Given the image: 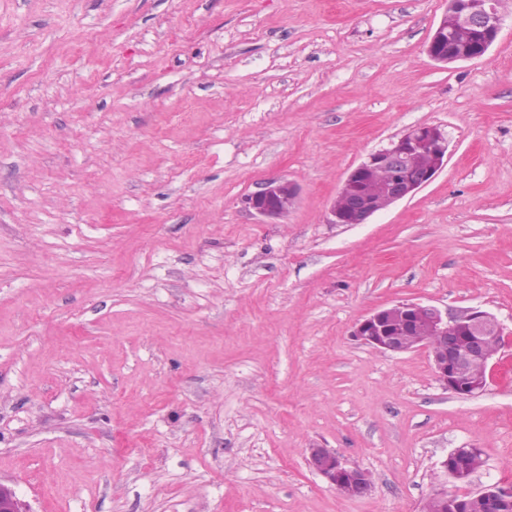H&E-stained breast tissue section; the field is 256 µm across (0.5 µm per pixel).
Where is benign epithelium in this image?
Returning <instances> with one entry per match:
<instances>
[{"label":"benign epithelium","instance_id":"7a95c632","mask_svg":"<svg viewBox=\"0 0 512 512\" xmlns=\"http://www.w3.org/2000/svg\"><path fill=\"white\" fill-rule=\"evenodd\" d=\"M502 15L496 0H448L426 46L427 55L440 63L479 58L496 41ZM448 159V134L438 126H416L387 145L369 153L341 183L335 198L343 207L331 205L333 224H363L375 213L413 196L430 183ZM297 199V186L285 178L266 181L262 188L245 199L246 207L256 215L280 218L288 214ZM421 326L438 344L428 352L436 382L446 392L475 397L487 387L486 377H465L461 368L486 356L487 342L500 339L503 328L498 318L487 311L470 309L450 315L435 305L397 302L379 308L354 327L352 336L369 348L391 354L413 350L407 343L410 332ZM461 448L452 449L441 460L440 468L455 482H466L470 475L458 464ZM308 463L336 492L347 485L355 487V496L367 495L373 486L368 472L348 465L329 448H312ZM431 499L441 503L444 512H461L457 495L438 491ZM0 512H29L14 491L0 483Z\"/></svg>","mask_w":512,"mask_h":512}]
</instances>
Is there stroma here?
<instances>
[{
    "instance_id": "obj_1",
    "label": "stroma",
    "mask_w": 512,
    "mask_h": 512,
    "mask_svg": "<svg viewBox=\"0 0 512 512\" xmlns=\"http://www.w3.org/2000/svg\"><path fill=\"white\" fill-rule=\"evenodd\" d=\"M446 6L0 0V483L29 512H422L512 484V0L447 65ZM420 124L448 134L435 178L329 223ZM271 178L298 187L278 219L245 206ZM405 300L500 320L483 394L353 337ZM455 448L484 451L465 484ZM308 463L342 496L361 497L367 495L372 489L373 483L367 471L348 465L331 449H310ZM347 485L355 487L356 493L342 492ZM479 448H455L452 449L447 456L441 460L440 468L444 474L455 482H467L470 475L467 474L463 467L458 464V460L461 458L460 453L463 451H469Z\"/></svg>"
}]
</instances>
